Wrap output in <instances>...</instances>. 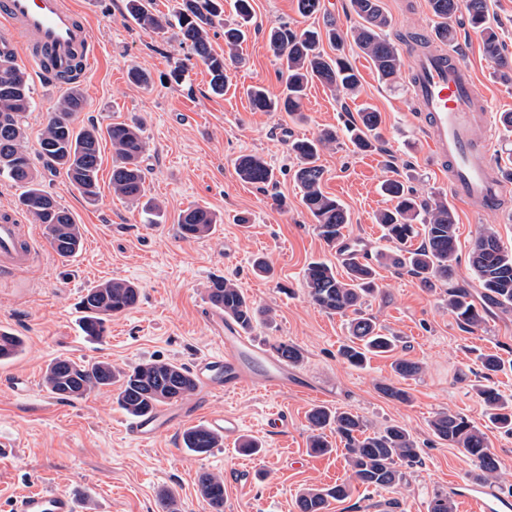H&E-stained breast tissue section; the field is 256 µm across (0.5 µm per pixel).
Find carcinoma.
<instances>
[{"mask_svg":"<svg viewBox=\"0 0 512 512\" xmlns=\"http://www.w3.org/2000/svg\"><path fill=\"white\" fill-rule=\"evenodd\" d=\"M360 18L358 26L347 31L330 26V42L341 47L350 39L370 60L379 79L388 83L401 67V57L394 42L383 35L390 25L380 0H351ZM434 16L443 20L436 30L442 43L455 39L448 28V19L465 12L469 26L479 33L487 58L493 63V75L512 84V60L503 53V44L489 13L488 0H428ZM147 0H127L133 20L141 27L162 31L178 29L181 42L206 66L211 76V89L224 94L227 79L226 58L247 37L246 25L252 19V0H233L239 21L224 25L227 54H217L209 41V29L214 18L221 15L220 0H179L178 7L168 18L154 14ZM268 45L274 56L286 64L285 88L279 95L256 85L248 89L252 108L260 112H286L296 116L301 112L302 99L310 82L317 80L342 96L357 92L359 78L349 61L334 59L318 50L319 34L304 29L273 28ZM32 105L28 74L19 67L9 45L0 43V176L22 188L20 204L37 224L45 226L51 248L61 258L81 251L80 227L72 213L41 189L39 174L24 150L23 123ZM85 100L79 87L72 86L59 99L41 134L40 157L46 168L63 174L71 185L88 200L100 193L99 171L102 165L100 143L108 138L112 146V191L132 202L145 197V178L141 166L146 151L142 130L136 122H115L101 130L93 125H75ZM360 124L347 128L349 141L360 152L374 147L380 114L366 107L359 112ZM338 139L336 130L325 129L314 140L297 139L289 150L297 160L294 177L302 190V203L316 221L318 235L327 245L342 241L349 223L346 208L340 200L322 190L324 169L318 164L320 150ZM239 178L258 188L268 186L274 172L268 162L257 154H243L236 161ZM381 191L394 201V206L378 212L376 223L385 231L389 243L402 252L398 262L409 268L410 274L425 288L449 283L458 263L456 217L447 199H420L406 181L386 180ZM422 224L424 242L412 247L415 224ZM218 218L207 207L194 206L182 211L178 220L179 233L184 238H202L212 233ZM469 264L481 286L484 306L479 307L466 288L448 289V306L457 321L468 331L475 332L484 323L486 306L512 311V250L500 244L496 231L487 228L479 234L469 252ZM347 279L340 280L333 266L325 261L310 263L304 271V282L311 301L322 311L348 318L349 340L340 347V355L351 366L361 368L371 355L389 354L397 348V338L381 331L376 323L361 312L365 300L377 291L375 269L353 255H345ZM207 301L224 311L245 332L253 328L262 310L233 282L217 278L206 288ZM140 301V289L128 280L111 279L85 290L81 298L80 330L89 339L100 340L106 333V323L114 315L134 309ZM24 349V340L0 329V363L16 358ZM277 357L290 364L302 359L300 350L286 341L270 345ZM394 373L402 379L416 377L422 365L411 359L397 358ZM44 388L57 398L71 400L91 392L117 386L116 402L133 417L148 416L158 406L184 398L195 390L192 372L185 366L169 361H152L128 370L112 366L107 361L92 364L58 357L46 368ZM386 398L407 403V391L391 383L379 386ZM485 407L488 423L512 434V399L502 396L493 385L475 387ZM310 451L315 454L332 452L326 431L336 433L345 445L346 463L350 472L346 481L328 488H306L298 495V512H327L332 501L349 497L352 484L365 487L396 489L404 481L402 467H410L418 459L416 441L409 431L397 424L389 425L373 435L366 434L363 419L350 411L315 406L308 412ZM433 434L448 445L462 448L474 466V476L487 481L499 474L500 462L491 451L488 439L465 417L452 411H441L430 421ZM182 445L195 455H207L223 445L222 436L206 426H194L182 433ZM200 495L213 512H223L224 479L210 472L197 477Z\"/></svg>","mask_w":512,"mask_h":512,"instance_id":"cac0c4a2","label":"carcinoma"}]
</instances>
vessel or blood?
<instances>
[{
  "label": "vessel or blood",
  "mask_w": 512,
  "mask_h": 512,
  "mask_svg": "<svg viewBox=\"0 0 512 512\" xmlns=\"http://www.w3.org/2000/svg\"><path fill=\"white\" fill-rule=\"evenodd\" d=\"M1 37L19 41L26 67L60 86L86 77L100 56L88 13L74 8L72 0H0ZM427 42L428 50L414 55L409 83L424 119L430 158L436 168L450 170L451 191L463 203L497 205L502 185L472 137L477 124L491 120L488 99L460 54L437 48L435 36ZM42 256V243L28 225L18 223L12 211H0V272L38 265ZM205 317L220 348L193 365L194 403L173 404L138 419L128 428L138 442L152 443L197 416L200 403L215 394L244 387L269 394L300 387L287 362L246 336L222 311L207 308ZM209 425L231 439L242 422L219 414L210 417ZM13 512H78V501L64 491H35L16 499Z\"/></svg>",
  "instance_id": "1"
}]
</instances>
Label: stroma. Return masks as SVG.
<instances>
[{"mask_svg": "<svg viewBox=\"0 0 512 512\" xmlns=\"http://www.w3.org/2000/svg\"><path fill=\"white\" fill-rule=\"evenodd\" d=\"M76 2L90 9L91 31L101 49L98 63L80 84L86 104L76 123L103 128L129 119L140 122L147 144L145 188L148 197L160 202L162 217L148 223L141 208L113 194L109 142L101 144L96 201L86 200L65 176L45 170L38 155L40 133L65 89L30 72L33 108L23 145L42 171L43 189L80 225L83 248L67 260L45 249L36 269L16 280L0 278V328L25 340L19 359L0 364V435L18 444L15 456L0 460V512H12L22 493L45 489L71 492L79 512H162L159 495L164 490L176 497L180 512H211L199 494L198 474L223 476L245 467L255 477L248 485L225 483L224 512H297L302 489L326 487L349 476L342 450L321 456L308 450L307 413L316 405L357 413L372 433L400 425L413 435L420 453L419 464L406 469L399 488L354 486L347 499L331 502L328 512H429L438 495L450 497L455 512H468L466 485L474 466L429 427L443 410L486 431L500 462L498 478L486 486L500 497L511 495L512 435L488 428L473 388L484 381L480 354L493 353L506 365L494 381L512 399V312L489 308L482 328L468 332L448 308V288L480 294L467 258L483 226H494L502 244L512 249V186L504 204L491 209L454 204L460 261L452 285L422 287L405 266L379 258L386 242L374 216L390 206L380 191L383 181L405 180L425 198L450 194L447 173L437 170L427 154L406 75L413 64L406 37L434 32L439 24L428 0H381L390 19L385 34L396 41L402 58L403 71L393 83H382L369 59L348 45L345 52L360 75L358 95L342 97L322 84L309 85L298 118L257 112L249 103V86L264 85L274 95L283 89L282 65L268 49V32L281 26L322 30L332 21L349 29L359 22L351 0H322L321 11L309 17L299 14L297 0H253L254 18L239 49L241 61L231 68L230 83L220 96L211 92L205 66L175 31L141 28L128 15L127 0ZM448 24L456 32L453 47L486 89L493 115L512 112V85L494 77L479 35L463 16ZM132 68L148 72L151 83H131L127 73ZM364 107L380 112L382 122L375 150L362 153L354 149L346 129ZM325 128L336 129L338 139L320 154L322 187L346 207V238L366 249L377 271L379 292L363 310L400 339L394 355L371 357L361 369L338 354L348 336L345 318L321 311L303 284L309 262L335 259L336 252L318 236L301 202L296 159L288 144L316 138ZM473 137L486 144L492 167L512 173V131L496 121L474 129ZM246 153L270 164L273 184L260 189L240 180L235 160ZM277 196L285 199L286 208L274 205ZM194 205L209 207L222 222L212 235L185 239L178 232V216ZM259 256L271 263L272 276L254 273L252 261ZM217 277L233 280L256 305L269 310L270 322L257 323L252 332L257 342L284 340L303 353L295 370L305 388L273 396L245 389L210 401L208 413L241 417L242 435L263 445L259 454L241 455L237 441L228 440L210 454L196 456L183 448L178 429L144 446L128 434L129 417L116 404L113 390L71 401L44 390L45 369L59 356L107 361L119 368L154 360L189 367L217 351L204 319L205 289ZM109 279L135 283L140 303L108 322L102 341H91L78 327L79 301L89 285ZM397 356L418 361L421 374L397 379L391 369ZM392 382L410 393V403L379 393L380 384ZM273 413L287 419L286 428H269Z\"/></svg>", "mask_w": 512, "mask_h": 512, "instance_id": "stroma-1", "label": "stroma"}]
</instances>
